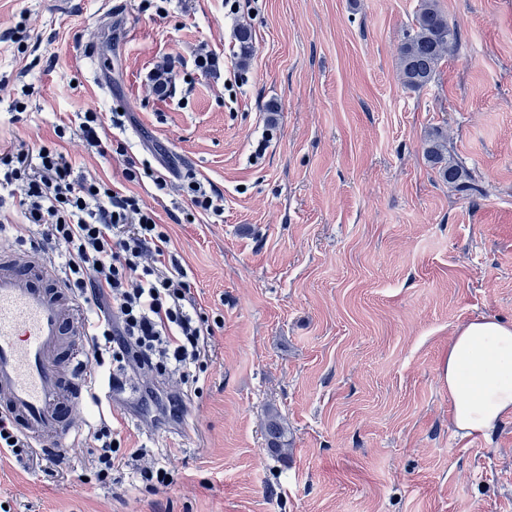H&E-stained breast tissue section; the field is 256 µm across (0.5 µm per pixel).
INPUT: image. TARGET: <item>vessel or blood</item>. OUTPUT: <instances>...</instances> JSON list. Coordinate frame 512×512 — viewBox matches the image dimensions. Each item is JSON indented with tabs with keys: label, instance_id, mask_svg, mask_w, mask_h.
<instances>
[{
	"label": "vessel or blood",
	"instance_id": "obj_1",
	"mask_svg": "<svg viewBox=\"0 0 512 512\" xmlns=\"http://www.w3.org/2000/svg\"><path fill=\"white\" fill-rule=\"evenodd\" d=\"M86 333L77 299L43 255L0 249V411L31 438L70 446L93 382L69 341Z\"/></svg>",
	"mask_w": 512,
	"mask_h": 512
}]
</instances>
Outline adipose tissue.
<instances>
[{"label":"adipose tissue","mask_w":512,"mask_h":512,"mask_svg":"<svg viewBox=\"0 0 512 512\" xmlns=\"http://www.w3.org/2000/svg\"><path fill=\"white\" fill-rule=\"evenodd\" d=\"M442 379L456 436H489L512 418V323L480 317L453 334Z\"/></svg>","instance_id":"ef3b65f1"}]
</instances>
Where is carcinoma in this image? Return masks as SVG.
<instances>
[{"mask_svg": "<svg viewBox=\"0 0 512 512\" xmlns=\"http://www.w3.org/2000/svg\"><path fill=\"white\" fill-rule=\"evenodd\" d=\"M460 33L437 7L436 0H421L412 33L407 35L399 50V73L404 86L420 90L437 75L445 56L458 46ZM443 136H433L427 156L439 165V176L447 183L456 185L463 179H471L466 168L448 158ZM285 427L276 412L267 416L265 435L268 451L278 456L285 450Z\"/></svg>", "mask_w": 512, "mask_h": 512, "instance_id": "cac0c4a2", "label": "carcinoma"}]
</instances>
